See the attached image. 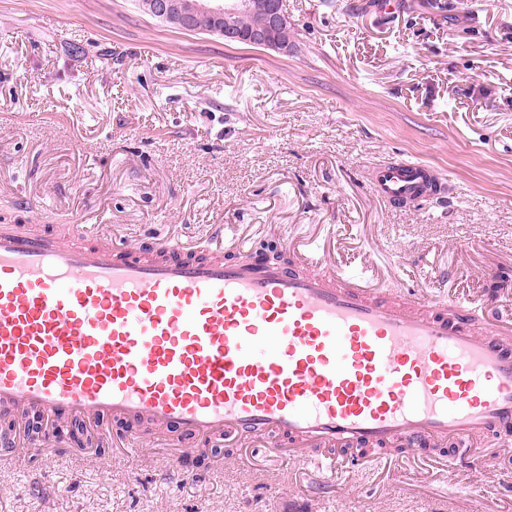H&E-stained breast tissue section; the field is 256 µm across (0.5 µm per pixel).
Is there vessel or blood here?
<instances>
[{"label":"vessel or blood","mask_w":512,"mask_h":512,"mask_svg":"<svg viewBox=\"0 0 512 512\" xmlns=\"http://www.w3.org/2000/svg\"><path fill=\"white\" fill-rule=\"evenodd\" d=\"M431 168L376 166L392 204ZM162 256L0 224V415L148 420L198 441L251 440L269 464L305 462L317 481L378 462L404 442L411 462L447 442L512 438V317L491 299L392 298L371 270L325 264L317 239L293 266L246 268L169 236Z\"/></svg>","instance_id":"obj_1"}]
</instances>
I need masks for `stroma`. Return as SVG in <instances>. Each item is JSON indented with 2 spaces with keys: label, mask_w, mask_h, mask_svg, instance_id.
I'll return each instance as SVG.
<instances>
[{
  "label": "stroma",
  "mask_w": 512,
  "mask_h": 512,
  "mask_svg": "<svg viewBox=\"0 0 512 512\" xmlns=\"http://www.w3.org/2000/svg\"><path fill=\"white\" fill-rule=\"evenodd\" d=\"M285 0L290 53L182 32L138 0H0V224L104 227L141 249L216 227L244 250L332 236L384 289L512 303V0ZM411 156L441 203L394 206L374 166ZM176 429L124 458L0 447V512H512V446L444 478L396 459L312 485L299 466L221 469Z\"/></svg>",
  "instance_id": "35a3bbf8"
}]
</instances>
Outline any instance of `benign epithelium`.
Instances as JSON below:
<instances>
[{
  "instance_id": "benign-epithelium-1",
  "label": "benign epithelium",
  "mask_w": 512,
  "mask_h": 512,
  "mask_svg": "<svg viewBox=\"0 0 512 512\" xmlns=\"http://www.w3.org/2000/svg\"><path fill=\"white\" fill-rule=\"evenodd\" d=\"M150 17L174 25L186 32L201 31L205 20L214 22L209 33L226 43H240L258 48L292 51L289 43L279 39L288 23L284 0H140ZM244 14L257 18L249 30L239 28L237 19Z\"/></svg>"
}]
</instances>
